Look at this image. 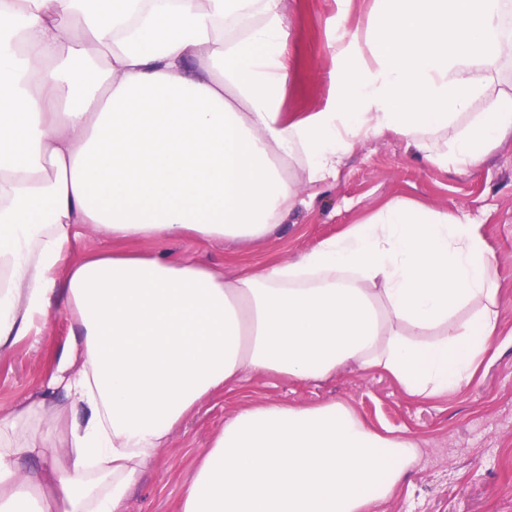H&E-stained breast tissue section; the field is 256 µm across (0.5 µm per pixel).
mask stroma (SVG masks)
I'll list each match as a JSON object with an SVG mask.
<instances>
[{"mask_svg": "<svg viewBox=\"0 0 512 512\" xmlns=\"http://www.w3.org/2000/svg\"><path fill=\"white\" fill-rule=\"evenodd\" d=\"M284 2L294 70L282 111L301 116L325 107L340 67L336 48L365 25L372 0ZM300 189L312 195L311 205L265 238L225 244L144 240L134 247L214 267L232 278L257 265L295 259L389 200L422 202L480 225L496 253L501 284L497 353L468 384L429 403L408 401L379 373L348 369L307 384L253 377L204 404L172 433L125 512H175L213 430L240 410L264 402H340L377 430H402L416 438L414 463L378 512H512V140L501 143L479 168L460 172L422 163L405 140L380 136L356 146L329 188L316 190L304 183ZM46 370L41 345L24 342L0 356V407L25 402Z\"/></svg>", "mask_w": 512, "mask_h": 512, "instance_id": "35a3bbf8", "label": "stroma"}]
</instances>
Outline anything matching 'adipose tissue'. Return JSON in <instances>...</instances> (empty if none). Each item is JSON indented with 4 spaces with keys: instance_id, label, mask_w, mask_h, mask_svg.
<instances>
[{
    "instance_id": "ef3b65f1",
    "label": "adipose tissue",
    "mask_w": 512,
    "mask_h": 512,
    "mask_svg": "<svg viewBox=\"0 0 512 512\" xmlns=\"http://www.w3.org/2000/svg\"><path fill=\"white\" fill-rule=\"evenodd\" d=\"M511 14L373 0L330 106L297 118L283 0H0V356L56 308L69 323L36 393L0 409V512H124L182 420L254 375L351 367L417 402L468 382L500 329L478 225L395 199L232 280L128 245L264 238L309 205L292 167L329 185L387 133L478 168L512 138L492 87ZM90 226L108 244L76 254ZM417 448L342 403H260L217 429L178 512H373Z\"/></svg>"
}]
</instances>
